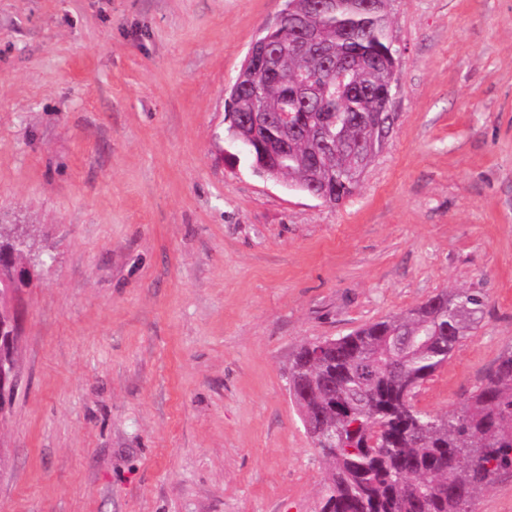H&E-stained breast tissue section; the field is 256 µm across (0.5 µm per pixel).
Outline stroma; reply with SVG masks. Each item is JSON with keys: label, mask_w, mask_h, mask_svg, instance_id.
<instances>
[{"label": "stroma", "mask_w": 512, "mask_h": 512, "mask_svg": "<svg viewBox=\"0 0 512 512\" xmlns=\"http://www.w3.org/2000/svg\"><path fill=\"white\" fill-rule=\"evenodd\" d=\"M284 5L0 0V224L45 258L0 512H321L301 344L482 294L416 390L434 414L512 349V0H393L394 130L336 205L229 159V89Z\"/></svg>", "instance_id": "obj_1"}]
</instances>
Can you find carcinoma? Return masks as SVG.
<instances>
[{
	"instance_id": "cac0c4a2",
	"label": "carcinoma",
	"mask_w": 512,
	"mask_h": 512,
	"mask_svg": "<svg viewBox=\"0 0 512 512\" xmlns=\"http://www.w3.org/2000/svg\"><path fill=\"white\" fill-rule=\"evenodd\" d=\"M288 6L298 26L318 29L364 59L366 66L352 75L360 91L327 101L326 112L318 100L295 98L289 78L303 67L316 76L319 68L292 54L295 28L277 25L264 37L280 55V80L271 84L251 65L242 67L229 96L227 134L238 135L235 95L242 83L251 84L258 107L269 114L288 106L294 121L288 155L255 145L245 152L250 166L275 169L301 191L338 204L353 196L357 172L382 150L394 122L393 113L379 111L376 94L397 74L389 21L376 12L325 14L310 0H288ZM329 117L336 121L334 138L322 147L316 134ZM15 234V226L0 224V252L15 251ZM484 307L477 293L442 292L347 336L299 346L288 380L308 388L299 406L329 463L322 512H470L479 491L512 471V349L458 410L438 415L404 401L470 335Z\"/></svg>"
}]
</instances>
